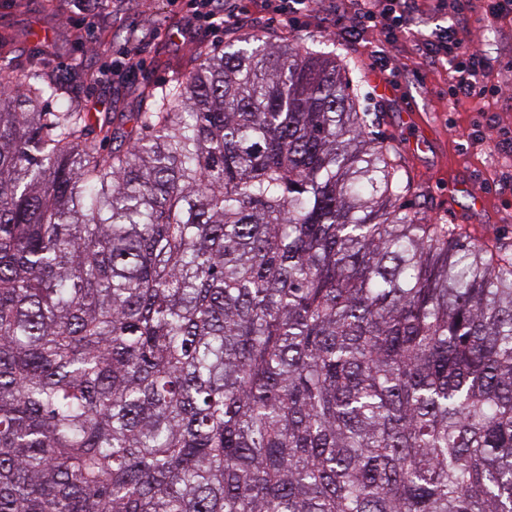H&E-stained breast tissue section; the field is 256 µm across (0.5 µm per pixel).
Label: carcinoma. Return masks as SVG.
Returning a JSON list of instances; mask_svg holds the SVG:
<instances>
[{"mask_svg":"<svg viewBox=\"0 0 512 512\" xmlns=\"http://www.w3.org/2000/svg\"><path fill=\"white\" fill-rule=\"evenodd\" d=\"M198 59L100 118L0 67V512H512L507 251L336 60Z\"/></svg>","mask_w":512,"mask_h":512,"instance_id":"carcinoma-1","label":"carcinoma"}]
</instances>
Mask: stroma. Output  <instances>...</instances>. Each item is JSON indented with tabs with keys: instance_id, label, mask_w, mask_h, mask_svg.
Segmentation results:
<instances>
[{
	"instance_id": "stroma-1",
	"label": "stroma",
	"mask_w": 512,
	"mask_h": 512,
	"mask_svg": "<svg viewBox=\"0 0 512 512\" xmlns=\"http://www.w3.org/2000/svg\"><path fill=\"white\" fill-rule=\"evenodd\" d=\"M456 0H412L406 27L433 34L455 27L476 43L489 67L484 82L498 86L485 99L449 98L451 70L431 46L389 38L387 22L358 25L355 0H320L317 11L283 23L262 0H244L234 23L266 35L306 43L349 60L359 111L374 137L393 147L415 192L402 204L431 224L466 228L471 239L512 244V14L495 18L457 11ZM80 0H0V64L36 65L68 84L88 111L135 112L141 92L161 90L173 73L190 71L197 46L223 48L224 31L179 25L189 9L169 0H101L91 11ZM137 50L133 68L113 80L103 66ZM391 79L395 94L377 91L375 75Z\"/></svg>"
}]
</instances>
